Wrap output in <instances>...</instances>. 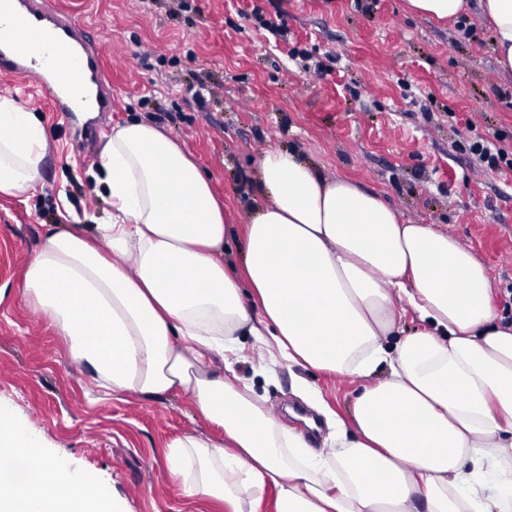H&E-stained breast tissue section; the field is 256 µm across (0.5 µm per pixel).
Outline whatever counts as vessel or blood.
I'll list each match as a JSON object with an SVG mask.
<instances>
[{"label": "vessel or blood", "mask_w": 512, "mask_h": 512, "mask_svg": "<svg viewBox=\"0 0 512 512\" xmlns=\"http://www.w3.org/2000/svg\"><path fill=\"white\" fill-rule=\"evenodd\" d=\"M0 25L5 28V37L0 40V74L34 83L45 91L56 111L67 115L79 111V104L59 96L45 79L44 70L78 82L91 81L99 91L100 112L111 114L112 88L104 76L102 51L75 23L60 16L45 0H11L0 15ZM45 30L51 31L52 37L46 45L47 66L42 69L37 67L30 46Z\"/></svg>", "instance_id": "b4317fda"}]
</instances>
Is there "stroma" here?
Masks as SVG:
<instances>
[{"mask_svg":"<svg viewBox=\"0 0 512 512\" xmlns=\"http://www.w3.org/2000/svg\"><path fill=\"white\" fill-rule=\"evenodd\" d=\"M87 29L112 84L111 129L145 119L178 140L211 176L230 223L243 226L269 148L297 151L328 176L380 194L413 224H432L470 248L492 281V303L512 320V169L490 171L468 146L501 137L512 149V77L501 75L480 0L474 29L411 14L405 0H47ZM279 27L266 30V22ZM204 84L202 99L187 83ZM35 112L49 151L34 196H0V402L49 452L104 482L126 512H225L189 498L168 467L169 443L219 429L181 394L149 401L89 391L49 315L24 299L23 274L47 225L95 224L111 206L89 175L97 153L30 86L0 76ZM236 372L277 419L322 448L331 429L312 415L320 392L350 420L358 376L306 370L246 339Z\"/></svg>","mask_w":512,"mask_h":512,"instance_id":"stroma-1","label":"stroma"}]
</instances>
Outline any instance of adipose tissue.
Returning a JSON list of instances; mask_svg holds the SVG:
<instances>
[{
	"mask_svg": "<svg viewBox=\"0 0 512 512\" xmlns=\"http://www.w3.org/2000/svg\"><path fill=\"white\" fill-rule=\"evenodd\" d=\"M497 63L512 74V0H481ZM48 155L34 112L0 96V196L29 199ZM94 178L108 222L51 225L23 295L49 314L91 386L120 397L188 396L224 432L187 434L168 462L190 497L256 512H512V322L483 264L378 193L266 150L244 266L208 177L146 120L113 131ZM413 312L422 330L403 334ZM288 363L359 375L351 422L328 449L267 413L233 369L243 337ZM253 500L239 495L241 485ZM0 512H123L95 477L40 446L0 403Z\"/></svg>",
	"mask_w": 512,
	"mask_h": 512,
	"instance_id": "ef3b65f1",
	"label": "adipose tissue"
}]
</instances>
